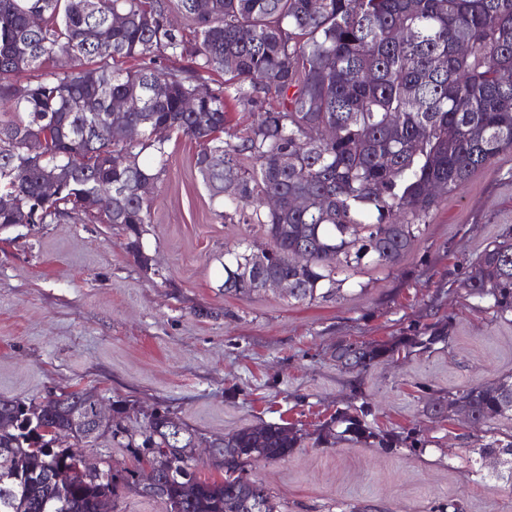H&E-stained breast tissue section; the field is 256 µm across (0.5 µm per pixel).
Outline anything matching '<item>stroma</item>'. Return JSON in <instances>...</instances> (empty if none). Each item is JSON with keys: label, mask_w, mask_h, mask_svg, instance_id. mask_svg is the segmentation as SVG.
Segmentation results:
<instances>
[{"label": "stroma", "mask_w": 512, "mask_h": 512, "mask_svg": "<svg viewBox=\"0 0 512 512\" xmlns=\"http://www.w3.org/2000/svg\"><path fill=\"white\" fill-rule=\"evenodd\" d=\"M169 150L143 240L154 272L117 224L0 227V395L92 389L123 408L132 432L147 411L169 409L201 443L192 470L212 480L224 476L215 440L288 423L300 447L246 467L278 512H446L451 500L463 512H512V483L460 459L477 440L512 434V417L484 433L430 411L448 392L512 376V324L460 287L486 244L512 235V149L440 200L398 264L352 271L340 295L313 301L225 293V252L266 240L216 218L194 141ZM433 326L446 342L365 370L334 361L339 341L391 344ZM360 407L374 431L414 435L417 450L319 440L336 411Z\"/></svg>", "instance_id": "stroma-1"}]
</instances>
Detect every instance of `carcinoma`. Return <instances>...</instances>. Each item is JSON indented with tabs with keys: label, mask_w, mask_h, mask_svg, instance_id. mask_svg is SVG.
<instances>
[{
	"label": "carcinoma",
	"mask_w": 512,
	"mask_h": 512,
	"mask_svg": "<svg viewBox=\"0 0 512 512\" xmlns=\"http://www.w3.org/2000/svg\"><path fill=\"white\" fill-rule=\"evenodd\" d=\"M0 0V224H50L101 214L123 224L126 248L143 268L151 198L140 185L166 173L175 137L199 147L194 167L216 216L256 224L269 239L262 274L288 280V296L315 300L340 292L347 269L393 266L406 255L439 199L512 148V0ZM41 24H29L31 15ZM471 49L461 52L458 45ZM56 65L43 68L48 60ZM134 59L123 70L115 64ZM224 84L197 95L212 72ZM32 72L20 81L17 76ZM253 113L242 136L226 133V105ZM192 107H187L188 102ZM135 126L139 139L123 128ZM41 142L31 155L26 145ZM68 181L42 199V182ZM235 187L227 192V185ZM303 260L294 265L291 254ZM254 251L227 252L224 290L258 291L238 274ZM488 299L497 317L512 313V238L490 241L461 284ZM446 340L441 331L409 336L405 350ZM389 349L357 342L336 347L343 369H366ZM98 396L25 402L0 395V478H27L0 512H96L118 502L129 479L155 467L178 512H277L266 492L244 488L253 459L280 461L299 446L286 424L243 427L220 447L234 469L216 481L189 471L194 433L180 437L149 419L139 434L113 409L97 439L125 441L133 465L103 480L72 462L68 449L44 452ZM467 412L489 425L512 415V379L448 393L437 415ZM344 426L325 438L374 437L362 417L336 412ZM512 456V435L479 448ZM53 466L61 486L34 478ZM189 473L183 480L182 473Z\"/></svg>",
	"instance_id": "cac0c4a2"
}]
</instances>
